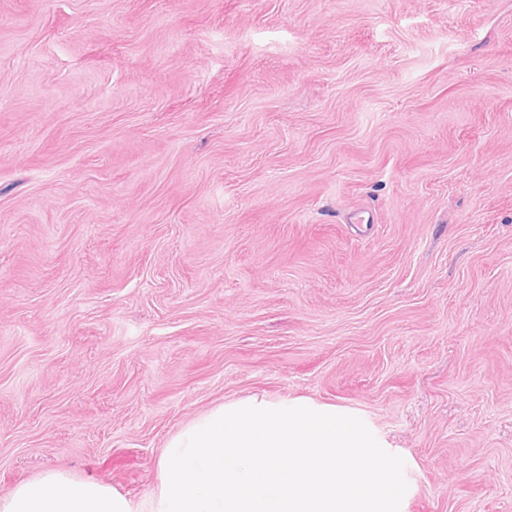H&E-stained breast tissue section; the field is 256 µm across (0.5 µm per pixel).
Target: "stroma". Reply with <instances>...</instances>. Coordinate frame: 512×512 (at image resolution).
<instances>
[{
    "instance_id": "obj_1",
    "label": "stroma",
    "mask_w": 512,
    "mask_h": 512,
    "mask_svg": "<svg viewBox=\"0 0 512 512\" xmlns=\"http://www.w3.org/2000/svg\"><path fill=\"white\" fill-rule=\"evenodd\" d=\"M251 396L512 512V0H0V498Z\"/></svg>"
}]
</instances>
